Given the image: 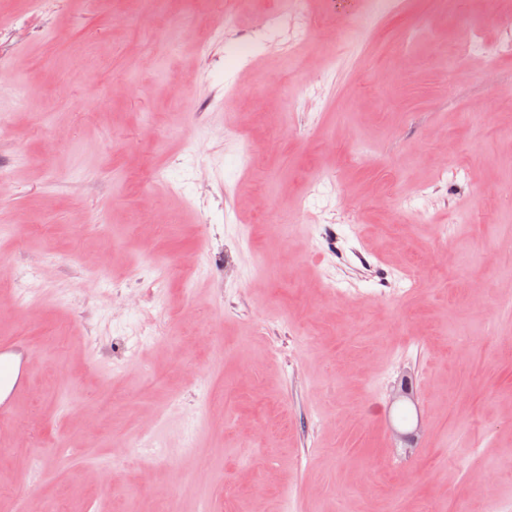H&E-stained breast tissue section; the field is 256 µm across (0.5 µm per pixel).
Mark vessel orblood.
Masks as SVG:
<instances>
[{"mask_svg":"<svg viewBox=\"0 0 512 512\" xmlns=\"http://www.w3.org/2000/svg\"><path fill=\"white\" fill-rule=\"evenodd\" d=\"M35 352V345L27 337H0V424L13 421L18 404L28 394L30 360Z\"/></svg>","mask_w":512,"mask_h":512,"instance_id":"obj_1","label":"vessel or blood"}]
</instances>
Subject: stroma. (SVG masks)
<instances>
[{"label":"stroma","instance_id":"1","mask_svg":"<svg viewBox=\"0 0 512 512\" xmlns=\"http://www.w3.org/2000/svg\"><path fill=\"white\" fill-rule=\"evenodd\" d=\"M279 3L0 0V512H512V0ZM35 353L26 336L0 337V424L13 421L17 405L28 394L30 360Z\"/></svg>","mask_w":512,"mask_h":512}]
</instances>
